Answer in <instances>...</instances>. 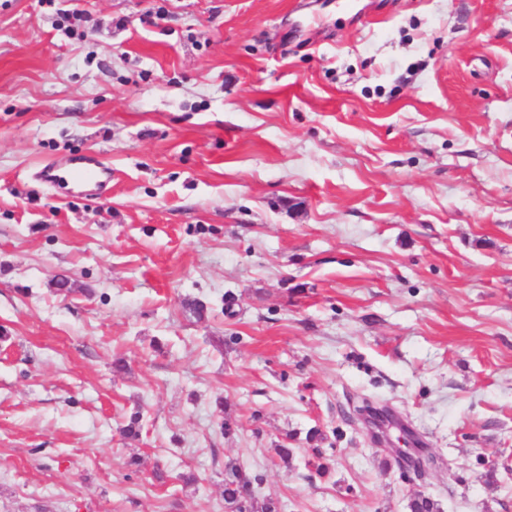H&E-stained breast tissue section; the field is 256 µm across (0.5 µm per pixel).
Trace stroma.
I'll list each match as a JSON object with an SVG mask.
<instances>
[{
	"label": "stroma",
	"instance_id": "obj_1",
	"mask_svg": "<svg viewBox=\"0 0 512 512\" xmlns=\"http://www.w3.org/2000/svg\"><path fill=\"white\" fill-rule=\"evenodd\" d=\"M80 155L110 192L36 180ZM230 463L512 512V0H0V512H225ZM363 421L367 426V431L370 439L377 447H384L389 449L391 439L388 435L387 428L393 425V413L391 410L373 407L369 411L361 413Z\"/></svg>",
	"mask_w": 512,
	"mask_h": 512
}]
</instances>
